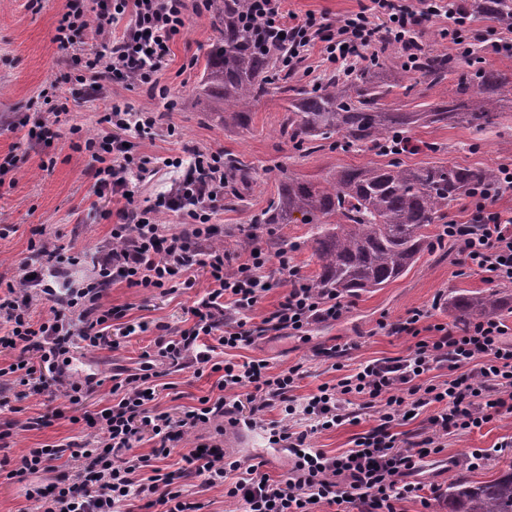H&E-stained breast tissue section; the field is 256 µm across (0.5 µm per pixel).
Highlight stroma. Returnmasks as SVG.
<instances>
[{"label": "stroma", "mask_w": 512, "mask_h": 512, "mask_svg": "<svg viewBox=\"0 0 512 512\" xmlns=\"http://www.w3.org/2000/svg\"><path fill=\"white\" fill-rule=\"evenodd\" d=\"M66 0H0V157L13 154V171L0 175V226H9L0 238V290L16 283L21 275L20 263L30 255L32 241L45 237L66 252L82 255L83 260L71 270L73 277L89 274L90 255L109 238L113 224L119 223L120 205L93 191L89 159L72 149L70 127H81L90 135L112 134L129 141L134 157L156 155L179 157L191 161L194 151H212L234 155L252 167L247 185L240 187L239 201L221 200L213 213L217 238L232 262L246 258L251 247L262 246L277 251L288 246V256L305 281H312L317 269L313 255L311 227L307 224H262L258 218L277 194L282 172L317 181L329 172L367 163L387 164L388 159L375 152L341 149L333 144L309 153L296 151L280 135L288 115L285 95L270 92L255 103L248 128L226 127L213 115L195 104L194 87L199 83L204 54L216 36L209 15L192 16L187 28L171 45L160 81L169 89L167 99L153 96L148 86L137 85L121 90L124 103L133 110L157 113L159 124L154 138L141 137L131 131L100 124L106 110L103 100L74 94L78 74L70 51L55 42L57 20ZM67 98L68 113L56 138L38 142L30 139L23 124L26 115L43 111L45 100ZM410 135L425 148L401 154L404 165L416 167L433 162L454 161L460 164L499 165L512 162V111H504L499 125L476 133L461 126H417ZM54 160L50 170L41 163ZM194 286L169 293L160 289L111 288L104 298L109 306L127 309L128 321L146 324V331L124 337L115 350L78 349L76 359L83 372L102 377L104 384L86 400L84 410L97 412L110 398V384L105 381L113 369L136 370L144 351L152 349L158 326L171 330L189 327L188 309L208 289L205 269L192 276ZM491 285L481 275L462 273L452 243L428 246L413 267L385 287L349 296L344 318L333 324H315L301 336L270 333L256 343L227 351L228 359L244 362L263 359L271 373L301 365L303 375L294 394L303 399L325 383H336L341 375L354 372L368 361L405 355L412 340L407 336L389 335L380 330L379 321L394 322L414 308L431 311L433 322H454L448 308L450 296L464 291H487ZM336 344L348 345V353L338 367H331L319 355L320 349ZM218 379L211 370L195 373L186 369L168 375L172 394H160L159 410L176 406L197 405L199 398L210 395ZM372 418L363 415L358 422H344L336 428L312 432L310 445L331 454L351 448L357 435L368 430ZM96 433L86 423H71L62 418L42 430H18L5 454L12 467H19L27 449L45 444L79 442L95 439ZM512 437V416L494 420L468 434L452 433L448 445L436 463L418 475L422 498L431 501L423 508L420 500L402 502L403 512H448V482L458 476L447 468L448 459H460L476 448H491ZM232 457L262 466L263 473L278 479L295 461L288 450L270 445L262 432H247L243 447L231 449Z\"/></svg>", "instance_id": "obj_1"}]
</instances>
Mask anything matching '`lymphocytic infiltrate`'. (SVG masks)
<instances>
[{"label": "lymphocytic infiltrate", "instance_id": "obj_1", "mask_svg": "<svg viewBox=\"0 0 512 512\" xmlns=\"http://www.w3.org/2000/svg\"><path fill=\"white\" fill-rule=\"evenodd\" d=\"M250 3L255 48L282 40L288 47L282 63L292 72L314 49L328 68L353 58L367 61L389 45L413 59L422 28L436 21L454 51L469 40L473 23L470 14L451 9L447 0H364L333 25L311 13L301 17L287 11L285 0ZM201 9L200 0H68L54 40L78 54L84 69L82 94L106 100L102 122L148 135L156 127L154 113L131 110L113 97L112 89L134 84L159 89L157 74L171 43L185 30L191 13ZM124 17L129 20L125 31L114 35V22ZM91 29L102 38L101 49H85L83 37ZM75 147L91 161L95 193L124 200L122 221L113 225L109 240L92 257L91 276L65 288L59 287L58 278L79 264V256L45 238L32 243L43 265L23 263L19 285L0 293V352L14 356L0 369V409L13 399L45 397L51 410L22 424L39 430L63 418L57 399L77 405L101 387L95 375L76 379L67 368L77 345L118 348L112 323L123 320L125 311L104 306L108 288L174 292L192 287L191 275L200 267L208 270L210 284L189 309L190 327L160 334L138 372L113 374L110 401L85 419L97 431L94 442L27 449L17 469L10 468L8 458H0V473L11 479L52 474V481L29 484L26 490L35 512H117L119 505L136 500L150 512H200L182 494L187 482L202 492L223 487L225 496L241 502L244 512H317L323 505L335 512H400V502L416 498L419 490L411 475L426 458L443 452L448 434L470 432L512 414V328L495 318L461 327L433 324L428 311L410 310L403 320L386 326L389 334L413 338L406 355L363 364L336 383L321 385L302 402L293 394L300 366L272 374L262 359L214 360L215 347L244 348L270 332L297 336L312 324L339 321L348 305L341 296L305 283L287 250L261 248L231 264L212 224L214 205L228 187L223 154L196 152L183 177L142 206L135 201L129 170L155 174L175 165V158L145 156L136 163L122 139L100 135L79 137ZM501 195L497 189L473 196L471 221L443 225L440 237L454 242L470 272L492 283L511 284L512 218L494 208ZM166 213L180 217V230L160 224ZM270 266L288 277L291 287L270 316L254 325L244 315L271 290L265 275ZM42 300L52 302V312L34 318L32 307ZM166 366L210 367L219 375L216 394L200 398L198 405L177 416L157 410ZM441 368L447 369V379L432 378V371ZM238 390L244 398H235ZM351 403L357 404L356 412H348ZM276 407L289 415L309 416L320 431L342 425L355 413L373 414L376 424L355 438L353 448L331 455L310 448L312 431L266 420V413ZM422 410L429 413L426 427L404 431L406 421ZM217 418L234 426L266 427L270 442L295 457L287 475L273 479L258 465L226 459L217 443L195 444L176 471L159 467V460L170 455L189 429ZM146 439L152 443L150 453H137L138 443ZM234 471L239 479L227 483Z\"/></svg>", "mask_w": 512, "mask_h": 512}]
</instances>
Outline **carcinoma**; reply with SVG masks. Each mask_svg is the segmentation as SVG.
<instances>
[{"instance_id":"cac0c4a2","label":"carcinoma","mask_w":512,"mask_h":512,"mask_svg":"<svg viewBox=\"0 0 512 512\" xmlns=\"http://www.w3.org/2000/svg\"><path fill=\"white\" fill-rule=\"evenodd\" d=\"M218 37L205 52L195 99L202 111L226 126L247 128L251 107L270 90L288 96V117L281 135L298 150H312L340 136L345 146L364 151L387 147L398 155L403 132L415 125H460L483 132L498 124L503 102H512V71L494 68L475 56L422 48L414 63L403 56H377L351 74L326 71L318 85L305 89L279 69L277 50L257 51L243 24L249 0H206ZM461 7L507 27L512 0H464ZM390 65L400 75L395 87L406 98L454 82L453 94L412 112L385 103L391 87L378 83L377 70ZM248 165L237 156L224 159V175L234 179ZM502 184L498 167L453 162L406 167L397 161L343 168L320 181L286 172L277 197L262 213L261 224L312 225L313 255L320 272L312 287L351 295L382 288L404 275L424 249L426 228L447 218L448 207L464 196ZM456 320L497 316L508 302L496 292H469L450 299ZM449 512H512V468L496 479L458 478L448 484Z\"/></svg>"}]
</instances>
